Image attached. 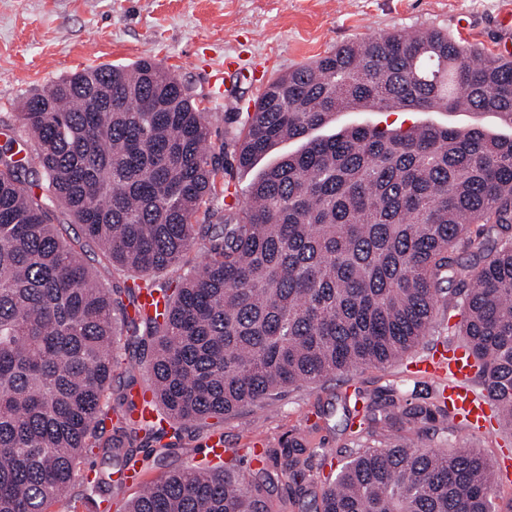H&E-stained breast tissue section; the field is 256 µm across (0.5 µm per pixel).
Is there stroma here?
<instances>
[{
    "label": "stroma",
    "mask_w": 512,
    "mask_h": 512,
    "mask_svg": "<svg viewBox=\"0 0 512 512\" xmlns=\"http://www.w3.org/2000/svg\"><path fill=\"white\" fill-rule=\"evenodd\" d=\"M447 32L462 46L512 52V0H0V125L19 126L25 97L44 92L57 78L87 67L131 65L150 58L170 69L206 112L213 153L224 165V204L241 205L256 176L240 170L234 151L258 96L255 78L271 81L337 47L393 31ZM234 61L241 78L223 75ZM406 128L416 123L481 126L511 134L497 115L467 112H342L337 127L357 124ZM60 234L107 284L127 272L83 235L66 209L53 211ZM456 311L438 316L428 336L409 354L381 367L364 366L321 382L302 383L281 396L241 408L207 425H184L180 441L158 435L132 440L146 481L155 482L203 464L212 432L234 450L237 471L268 512H314L328 475L351 449L403 439L426 449L474 448L512 468V428L489 425L471 433L453 416L426 415L441 381L424 371L433 353L462 345ZM132 374L112 375V403L120 405L128 380L148 383L150 353L118 342L113 347ZM301 444L309 483L285 474L284 452ZM266 453L253 461L250 449Z\"/></svg>",
    "instance_id": "stroma-1"
}]
</instances>
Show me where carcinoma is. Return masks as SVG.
<instances>
[{"instance_id":"1","label":"carcinoma","mask_w":512,"mask_h":512,"mask_svg":"<svg viewBox=\"0 0 512 512\" xmlns=\"http://www.w3.org/2000/svg\"><path fill=\"white\" fill-rule=\"evenodd\" d=\"M340 112H489L512 124V55L395 31L288 71L256 99L235 161L248 170L283 141L303 145L237 209L219 205L205 113L155 61L87 68L24 101L0 149V512L75 508L71 487L94 449L108 467L85 480L110 497L141 452L124 439L157 434L108 394L123 367L118 314L128 339L150 347L176 437L185 422L400 358L450 308L512 427V138L429 124L311 136ZM19 143L42 178L26 179ZM59 202L144 285L95 279L51 223ZM199 239L200 264L151 280L181 270ZM462 248L474 262L459 261ZM143 286L162 293L163 311L140 313ZM493 475L474 448H362L319 512H495ZM245 483L188 467L145 486L127 512H260Z\"/></svg>"}]
</instances>
